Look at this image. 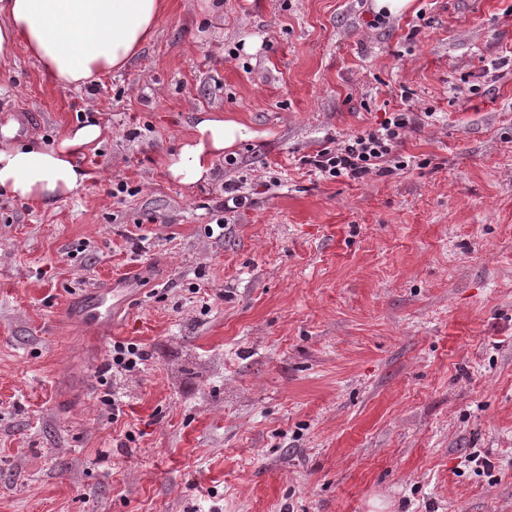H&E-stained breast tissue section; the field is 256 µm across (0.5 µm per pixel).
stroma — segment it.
<instances>
[{
	"instance_id": "obj_1",
	"label": "stroma",
	"mask_w": 512,
	"mask_h": 512,
	"mask_svg": "<svg viewBox=\"0 0 512 512\" xmlns=\"http://www.w3.org/2000/svg\"><path fill=\"white\" fill-rule=\"evenodd\" d=\"M371 3L168 0L81 90L0 64V125L48 144L88 106L106 129L76 194L0 192V512H512V61L490 67L512 0L379 26ZM404 91L406 169L302 164ZM209 115L243 125L237 163L182 184L168 160ZM136 266L111 336L80 326ZM116 340L149 359L109 377L115 418L95 370Z\"/></svg>"
}]
</instances>
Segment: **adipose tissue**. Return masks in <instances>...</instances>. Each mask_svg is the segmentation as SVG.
Listing matches in <instances>:
<instances>
[{
  "label": "adipose tissue",
  "instance_id": "ef3b65f1",
  "mask_svg": "<svg viewBox=\"0 0 512 512\" xmlns=\"http://www.w3.org/2000/svg\"><path fill=\"white\" fill-rule=\"evenodd\" d=\"M164 9L165 0H0V61L20 49L57 86L98 83L153 40ZM16 130L11 122L0 126L1 190L48 206L85 186L88 175L77 158L101 143L96 115L68 125L50 146L34 132L17 139ZM241 130L220 115L200 120L171 156L169 172L184 184L207 178Z\"/></svg>",
  "mask_w": 512,
  "mask_h": 512
}]
</instances>
